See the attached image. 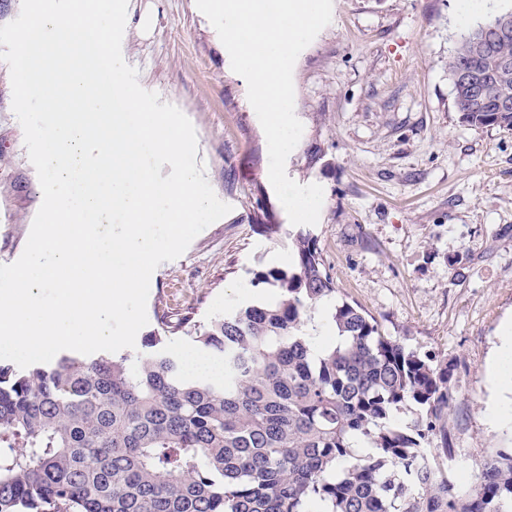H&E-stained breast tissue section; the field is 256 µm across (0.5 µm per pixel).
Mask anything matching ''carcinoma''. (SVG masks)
<instances>
[{
    "instance_id": "obj_1",
    "label": "carcinoma",
    "mask_w": 512,
    "mask_h": 512,
    "mask_svg": "<svg viewBox=\"0 0 512 512\" xmlns=\"http://www.w3.org/2000/svg\"><path fill=\"white\" fill-rule=\"evenodd\" d=\"M448 61L489 85L455 99L460 119L512 130V37L496 44L504 73L467 53ZM292 269L257 275L275 297L210 321L194 341L224 358L220 381L192 378L148 336L135 357L62 355L23 371L0 366V512H512V448H498L464 493L452 458L451 369L384 336L346 301L330 318L341 342L302 331L336 293L309 235ZM413 403L420 415L402 425ZM439 435L437 454L424 444Z\"/></svg>"
}]
</instances>
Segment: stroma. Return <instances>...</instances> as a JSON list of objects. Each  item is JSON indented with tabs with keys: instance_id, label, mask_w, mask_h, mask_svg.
<instances>
[{
	"instance_id": "stroma-1",
	"label": "stroma",
	"mask_w": 512,
	"mask_h": 512,
	"mask_svg": "<svg viewBox=\"0 0 512 512\" xmlns=\"http://www.w3.org/2000/svg\"><path fill=\"white\" fill-rule=\"evenodd\" d=\"M156 24L139 36L128 14L125 61L140 85L177 106L197 134V162L230 204L179 258L150 280L146 338L166 334L177 355L196 350L203 325L249 303L257 272L287 268L291 241L316 239L337 300L373 316L406 349L451 365L455 400L446 462L460 488L496 448H512V391L488 364L512 318V130L462 122L448 60L466 28L512 10L459 21L457 0H333L332 21L298 56L295 113L304 125L286 172L324 191L317 225L294 226L268 178L267 141L222 45L195 0H149ZM0 61V264L22 254L42 203ZM265 201L282 230L256 227ZM504 419L491 425L489 401Z\"/></svg>"
}]
</instances>
